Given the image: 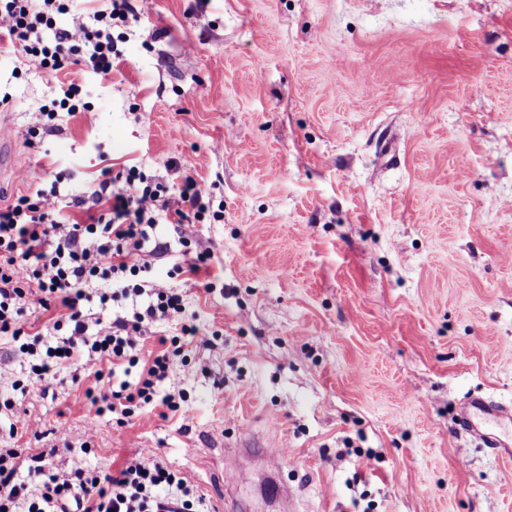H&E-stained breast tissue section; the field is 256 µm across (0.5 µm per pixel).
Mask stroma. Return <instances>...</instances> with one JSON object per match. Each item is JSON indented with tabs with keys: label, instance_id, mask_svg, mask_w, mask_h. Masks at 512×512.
<instances>
[{
	"label": "stroma",
	"instance_id": "stroma-1",
	"mask_svg": "<svg viewBox=\"0 0 512 512\" xmlns=\"http://www.w3.org/2000/svg\"><path fill=\"white\" fill-rule=\"evenodd\" d=\"M130 3L107 78L0 60V133L27 170L0 205L132 166L193 176L208 214L162 226L149 260L183 310L129 370L79 357L38 383L0 334V448L99 477L159 459L209 512H512V458L458 420L472 395L512 405V0ZM72 80L92 118L28 147ZM186 238L207 272L184 269ZM185 323L160 388L180 410L96 414ZM244 435L282 450L294 507L226 465Z\"/></svg>",
	"mask_w": 512,
	"mask_h": 512
}]
</instances>
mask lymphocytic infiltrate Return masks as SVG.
Here are the masks:
<instances>
[{"label": "lymphocytic infiltrate", "instance_id": "f902f5d3", "mask_svg": "<svg viewBox=\"0 0 512 512\" xmlns=\"http://www.w3.org/2000/svg\"><path fill=\"white\" fill-rule=\"evenodd\" d=\"M72 4L73 0H0V42L6 52L21 54L27 69L35 72H56L72 64L108 76L121 55L112 30L128 25V0H94L91 22L57 27V15L70 12ZM59 202V190L53 186L0 206V334L17 340L15 356L32 359L36 382L79 348L92 362L138 363L147 326L182 308V297L174 288L144 279L149 265L139 257L165 252V243L157 237L160 225L198 219L208 209L192 177H185L172 194L133 167L104 179L93 191L92 203L100 211L91 222L64 217ZM97 279L112 285L111 294L101 295V302L113 297L133 300L131 313L89 323L82 304ZM30 308L55 310L52 328L63 334L57 347L41 353L35 342L25 340L21 319ZM170 361V351H160L136 385L119 382L108 410L128 418L134 405L158 400L168 410L179 411L174 396L158 394ZM20 468V453L0 448V512H13L25 494V484L16 479ZM26 468L44 477L40 496L27 512H46L47 505L71 497L78 512H201L203 507L202 497L160 461L134 460L118 475L102 480L85 477L63 457L48 474L39 465Z\"/></svg>", "mask_w": 512, "mask_h": 512}]
</instances>
